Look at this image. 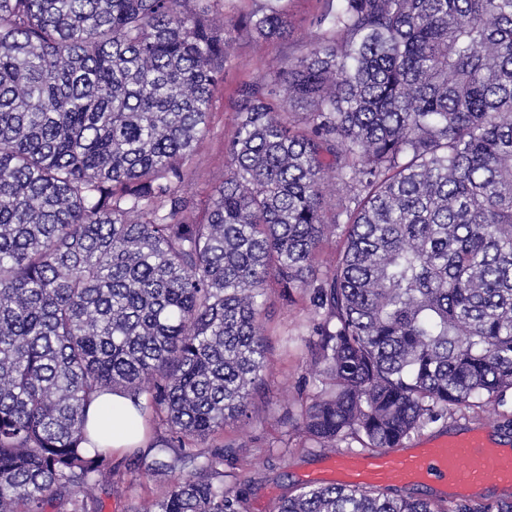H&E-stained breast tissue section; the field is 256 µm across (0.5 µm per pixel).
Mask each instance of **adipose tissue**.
Wrapping results in <instances>:
<instances>
[{"instance_id":"1","label":"adipose tissue","mask_w":512,"mask_h":512,"mask_svg":"<svg viewBox=\"0 0 512 512\" xmlns=\"http://www.w3.org/2000/svg\"><path fill=\"white\" fill-rule=\"evenodd\" d=\"M88 431L91 438L105 441L112 450L123 452L144 443L143 420L126 396H99L92 404Z\"/></svg>"}]
</instances>
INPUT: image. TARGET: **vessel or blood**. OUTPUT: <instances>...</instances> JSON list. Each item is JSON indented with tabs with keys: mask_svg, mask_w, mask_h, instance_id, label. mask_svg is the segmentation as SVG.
Wrapping results in <instances>:
<instances>
[{
	"mask_svg": "<svg viewBox=\"0 0 512 512\" xmlns=\"http://www.w3.org/2000/svg\"><path fill=\"white\" fill-rule=\"evenodd\" d=\"M333 467L353 486L430 483L460 499L482 488L512 486V448L491 447L477 431L451 441L432 438L403 453L340 457Z\"/></svg>",
	"mask_w": 512,
	"mask_h": 512,
	"instance_id": "1",
	"label": "vessel or blood"
}]
</instances>
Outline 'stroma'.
<instances>
[{
  "mask_svg": "<svg viewBox=\"0 0 512 512\" xmlns=\"http://www.w3.org/2000/svg\"><path fill=\"white\" fill-rule=\"evenodd\" d=\"M260 4L261 0H224L223 10L211 17L213 26L222 29L229 40L230 49L224 76L214 91L209 131L187 163L190 177L185 190L201 202L228 171L224 143L234 132L239 87L269 78L285 59L305 53L320 34L316 19L325 0H284L292 22L288 37L265 43L239 36L238 21ZM263 322L271 346L265 371L271 402L256 408L249 420L226 426L201 446L209 453L223 450L224 484L244 494L247 512H277L280 498L294 489L340 483L339 474L330 467L332 459L340 453L364 452L353 439L334 449L320 448L294 430L319 386L305 345L315 323L308 300L299 295L289 303L278 289H269ZM473 429L484 430L494 441L512 448V390L493 399L484 410L437 409L435 421L411 434L405 445L413 448L429 438L462 435ZM113 462L120 468L119 476L89 492L102 502L103 512H133L143 499L162 495L174 480L170 474L132 471L130 461L121 455Z\"/></svg>",
  "mask_w": 512,
  "mask_h": 512,
  "instance_id": "1",
  "label": "stroma"
}]
</instances>
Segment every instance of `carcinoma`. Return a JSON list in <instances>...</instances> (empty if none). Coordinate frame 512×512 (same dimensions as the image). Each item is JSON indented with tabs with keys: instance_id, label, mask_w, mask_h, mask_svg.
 Segmentation results:
<instances>
[{
	"instance_id": "1",
	"label": "carcinoma",
	"mask_w": 512,
	"mask_h": 512,
	"mask_svg": "<svg viewBox=\"0 0 512 512\" xmlns=\"http://www.w3.org/2000/svg\"><path fill=\"white\" fill-rule=\"evenodd\" d=\"M221 2L0 0V512H92L116 470L88 410L115 390L159 430L134 466L184 472L137 512H247L195 447L265 402L270 282L320 316L321 448H398L512 390V0H325L308 51L240 87L201 217ZM290 27L262 0L238 31ZM278 512L447 508L329 485Z\"/></svg>"
}]
</instances>
